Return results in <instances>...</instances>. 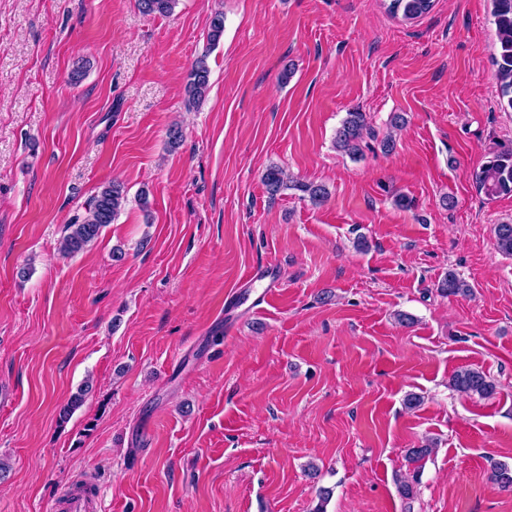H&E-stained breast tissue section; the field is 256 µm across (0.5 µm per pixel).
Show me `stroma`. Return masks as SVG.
Here are the masks:
<instances>
[{
	"label": "stroma",
	"instance_id": "stroma-1",
	"mask_svg": "<svg viewBox=\"0 0 512 512\" xmlns=\"http://www.w3.org/2000/svg\"><path fill=\"white\" fill-rule=\"evenodd\" d=\"M492 8L0 0V512H49L85 474L102 512H313L321 487L325 512H512L487 481L512 465V257L494 236L512 196L472 180L512 145ZM350 111L375 132L358 159L333 144ZM271 163L328 201L269 199ZM114 180L124 210L64 257L65 225ZM269 264L282 288L225 335L227 296ZM451 271L472 295L441 296ZM462 368L496 394L452 390ZM428 440L405 500L406 451ZM434 0H389L387 11L396 16L402 12L406 19H414L430 12ZM209 76L210 70L206 62V56H202L197 59L188 74L186 95L189 105H196L205 97L209 89Z\"/></svg>",
	"mask_w": 512,
	"mask_h": 512
}]
</instances>
